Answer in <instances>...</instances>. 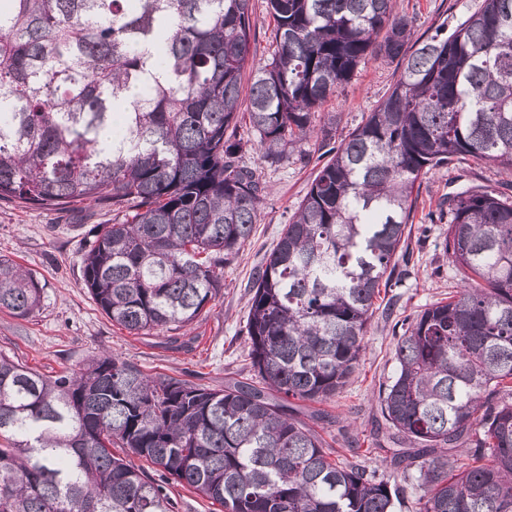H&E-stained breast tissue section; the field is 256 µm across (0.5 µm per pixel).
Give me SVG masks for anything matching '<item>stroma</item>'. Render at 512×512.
I'll use <instances>...</instances> for the list:
<instances>
[{
    "instance_id": "obj_1",
    "label": "stroma",
    "mask_w": 512,
    "mask_h": 512,
    "mask_svg": "<svg viewBox=\"0 0 512 512\" xmlns=\"http://www.w3.org/2000/svg\"><path fill=\"white\" fill-rule=\"evenodd\" d=\"M480 2L400 0L398 9L414 18L416 36L427 37L438 26L454 28ZM399 75L393 63L380 59L361 63L345 88L323 106L338 116L335 139L364 123ZM238 132L249 141L242 162L256 170L265 184V196L251 237L224 268L221 293L190 329L195 338L191 347H173L166 332L130 335L102 313L88 292L81 257L89 229L111 222L107 208L84 203L76 210L58 212L0 201V255L35 271L45 285L41 308L33 315L18 318L0 311V354L47 375L80 368L109 352L133 360L148 375L172 376L210 388H222L230 375L249 377L245 343L249 283L276 246L324 159L311 141L273 164L252 142L248 117H241ZM480 185L512 195V171L470 160L421 177L408 240L412 258L409 264H398L401 285L386 297L391 316L374 315L365 353L346 388L336 397L306 406L318 415L314 428L340 453H347L353 440L368 448L372 437L385 430L379 392L396 370L399 320L416 316L446 297L457 281L456 269L442 250L446 224H434L425 237L420 236L419 226L448 193Z\"/></svg>"
}]
</instances>
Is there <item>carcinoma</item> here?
I'll use <instances>...</instances> for the list:
<instances>
[{
	"mask_svg": "<svg viewBox=\"0 0 512 512\" xmlns=\"http://www.w3.org/2000/svg\"><path fill=\"white\" fill-rule=\"evenodd\" d=\"M253 67L264 157L333 138L315 113L358 65L400 76L329 159L249 285L254 380L153 379L122 356L44 375L0 355V512H176L171 484L223 512H394L406 487L338 457L297 403L340 393L381 292L400 285L415 184L468 157L512 168V0L414 38L396 0H267ZM251 0H0V200L95 202L84 285L135 336L185 329L224 288L264 198L237 135ZM459 279L399 337L379 395L390 467L417 512H512V196L450 195ZM36 273L0 258V310H38ZM136 457L147 463L137 466Z\"/></svg>",
	"mask_w": 512,
	"mask_h": 512,
	"instance_id": "obj_1",
	"label": "carcinoma"
}]
</instances>
